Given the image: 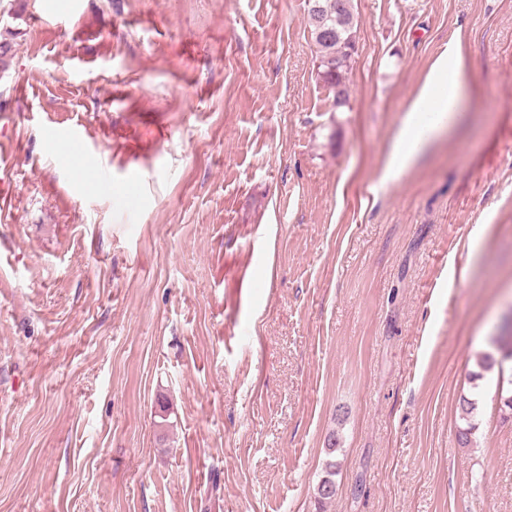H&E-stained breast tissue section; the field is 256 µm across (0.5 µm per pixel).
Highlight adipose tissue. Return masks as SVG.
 <instances>
[{
  "label": "adipose tissue",
  "mask_w": 512,
  "mask_h": 512,
  "mask_svg": "<svg viewBox=\"0 0 512 512\" xmlns=\"http://www.w3.org/2000/svg\"><path fill=\"white\" fill-rule=\"evenodd\" d=\"M467 58L461 43L449 46L415 94L394 138L380 183L388 185L422 154L434 137L461 120Z\"/></svg>",
  "instance_id": "ef3b65f1"
}]
</instances>
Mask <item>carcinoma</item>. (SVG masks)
Instances as JSON below:
<instances>
[{
    "label": "carcinoma",
    "mask_w": 512,
    "mask_h": 512,
    "mask_svg": "<svg viewBox=\"0 0 512 512\" xmlns=\"http://www.w3.org/2000/svg\"><path fill=\"white\" fill-rule=\"evenodd\" d=\"M319 10L308 9V24L316 46L317 75L333 93V107L348 103L349 90L346 74L352 55L356 51V23L352 0H312ZM338 463L330 459L325 475L314 489L315 499L325 507L336 494L334 476Z\"/></svg>",
    "instance_id": "carcinoma-1"
}]
</instances>
